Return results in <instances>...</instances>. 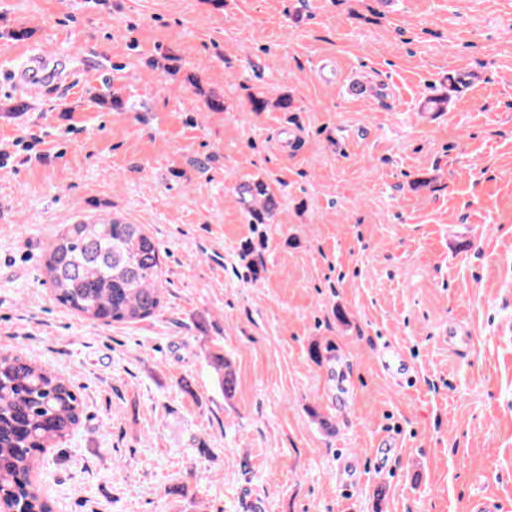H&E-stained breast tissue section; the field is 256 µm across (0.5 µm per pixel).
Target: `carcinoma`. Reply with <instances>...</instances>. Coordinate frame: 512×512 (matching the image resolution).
Here are the masks:
<instances>
[{"label":"carcinoma","instance_id":"carcinoma-1","mask_svg":"<svg viewBox=\"0 0 512 512\" xmlns=\"http://www.w3.org/2000/svg\"><path fill=\"white\" fill-rule=\"evenodd\" d=\"M250 223L266 224L277 207L269 185L237 187ZM54 300L73 313L104 324H134L156 317L164 304L163 254L140 224L117 220L68 224L47 244L41 263ZM224 394L236 375L219 350L207 352ZM82 400L75 387L21 351L0 356V491L17 488L22 512H52L36 484L16 485L35 468L33 448H56L75 431Z\"/></svg>","mask_w":512,"mask_h":512}]
</instances>
